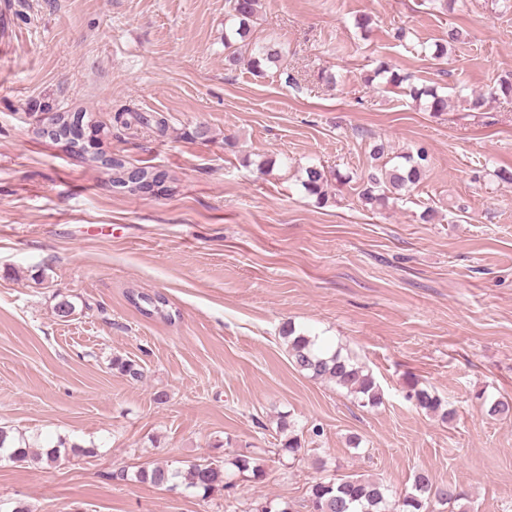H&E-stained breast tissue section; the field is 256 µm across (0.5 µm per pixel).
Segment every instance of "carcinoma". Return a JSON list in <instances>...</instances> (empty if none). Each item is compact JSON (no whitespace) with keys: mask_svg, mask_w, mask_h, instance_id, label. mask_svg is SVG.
<instances>
[{"mask_svg":"<svg viewBox=\"0 0 512 512\" xmlns=\"http://www.w3.org/2000/svg\"><path fill=\"white\" fill-rule=\"evenodd\" d=\"M259 4L260 0H228L232 25L225 31L224 48H231L237 38L246 40L251 24L257 19ZM285 61L286 56L280 45L271 41L255 45L250 55V65L258 74L264 73L270 65L280 68ZM377 78L382 79L388 87H398L409 80V77L401 75L385 62L373 70L371 79ZM409 95L416 104L429 112L448 111V99L439 95L433 86H412ZM80 117L83 119V127L74 131L73 135L81 148L90 146V142L99 137L106 139L112 136V130L93 115L82 112ZM134 121L152 124L161 134L168 125V119L160 113L147 117L131 108L121 109L113 116V123L127 130ZM371 158L375 164L362 178L359 197L373 208L385 207L391 201L396 203L408 199L413 187L422 180L428 163V156L421 149L415 153H400L392 158L385 155L382 144L373 146ZM300 183L308 194L316 196L319 201L328 200L324 190L328 175L324 167L309 164L302 168ZM135 301L145 315L153 312L163 319L171 318V314L165 311L168 301L162 296L154 302L152 296L138 294ZM284 339L289 362L298 372L343 388L363 404L376 405L380 402V391L372 373L350 356L342 354L338 349L328 354L315 346L311 336L298 333L292 327L288 328ZM405 397L428 413L435 414L442 406L439 397L413 379L406 383ZM475 398L481 401L489 416L512 414L511 401L489 400L482 391L476 393ZM63 446L65 442L61 441L54 447L36 451L27 439L22 436L11 438L9 432L0 426V451H8V458L16 463L52 466L60 460ZM264 476L263 465L249 451L235 454L227 467L209 462L193 463L182 469L166 463L142 470L138 474L140 480L156 486L174 489L183 484L185 488L201 492L205 497L234 488L236 480L240 478L258 481ZM391 495L389 486L381 479L352 474L319 479L310 486L308 500L312 512H427L432 501L450 504L468 497L466 491L456 485L434 481L425 470L414 474L411 489L405 491L395 508L390 504Z\"/></svg>","mask_w":512,"mask_h":512,"instance_id":"obj_1","label":"carcinoma"}]
</instances>
